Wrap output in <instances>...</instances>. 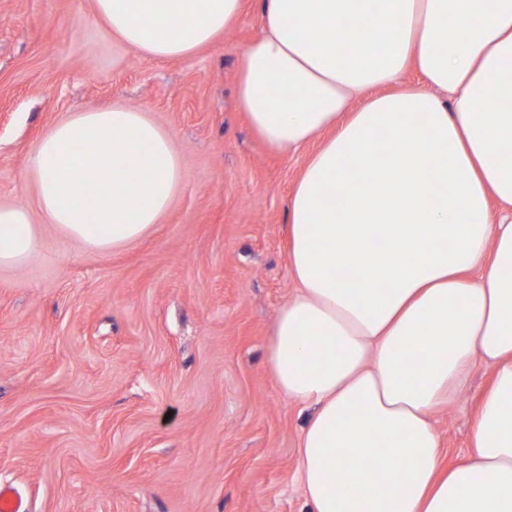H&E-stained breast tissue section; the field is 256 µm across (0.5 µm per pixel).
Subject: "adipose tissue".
<instances>
[{"instance_id": "obj_1", "label": "adipose tissue", "mask_w": 512, "mask_h": 512, "mask_svg": "<svg viewBox=\"0 0 512 512\" xmlns=\"http://www.w3.org/2000/svg\"><path fill=\"white\" fill-rule=\"evenodd\" d=\"M242 3L94 8L119 42L172 60L209 45ZM259 5L239 106L271 148L316 146L288 201L297 292L267 350L278 392L310 412L309 510L512 512V0ZM409 70L420 83L399 85ZM27 176L49 224L107 250L159 223L183 168L164 129L115 105L57 122ZM495 205L507 215L493 219ZM37 248L28 206H0V266ZM477 361L493 374L473 451L447 467L431 416Z\"/></svg>"}]
</instances>
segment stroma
<instances>
[{"label":"stroma","instance_id":"1","mask_svg":"<svg viewBox=\"0 0 512 512\" xmlns=\"http://www.w3.org/2000/svg\"><path fill=\"white\" fill-rule=\"evenodd\" d=\"M258 0L212 44L170 61L118 43L93 0H0V205L32 202L27 166L72 112L112 104L170 133L183 186L138 242L92 250L32 220L34 258L0 267V485L26 512H307V416L266 360L295 292L287 202L309 149L278 153L236 98ZM490 368L433 425L469 451Z\"/></svg>","mask_w":512,"mask_h":512}]
</instances>
